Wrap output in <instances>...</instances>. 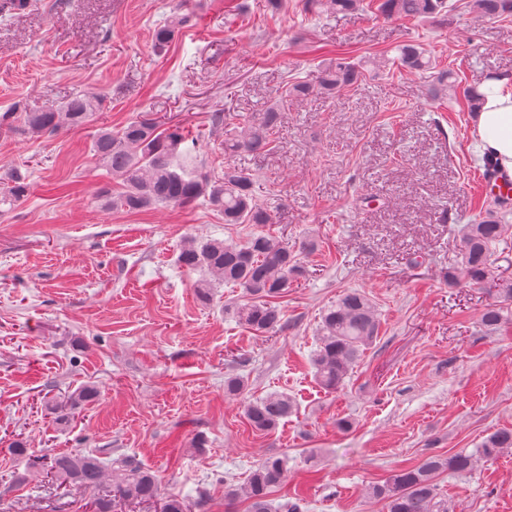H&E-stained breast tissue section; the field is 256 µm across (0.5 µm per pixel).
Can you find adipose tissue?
<instances>
[{"mask_svg":"<svg viewBox=\"0 0 512 512\" xmlns=\"http://www.w3.org/2000/svg\"><path fill=\"white\" fill-rule=\"evenodd\" d=\"M483 102L474 117V137L481 154L491 156L501 173L512 178V79L485 81Z\"/></svg>","mask_w":512,"mask_h":512,"instance_id":"adipose-tissue-1","label":"adipose tissue"}]
</instances>
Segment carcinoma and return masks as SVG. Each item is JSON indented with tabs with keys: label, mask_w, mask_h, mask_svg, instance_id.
<instances>
[{
	"label": "carcinoma",
	"mask_w": 512,
	"mask_h": 512,
	"mask_svg": "<svg viewBox=\"0 0 512 512\" xmlns=\"http://www.w3.org/2000/svg\"><path fill=\"white\" fill-rule=\"evenodd\" d=\"M465 7L483 16L512 18V0H467ZM302 11L354 12L362 9V0H301ZM376 10L385 18L419 19L445 15L453 10L448 0H378ZM188 21L181 16L173 25L155 33V44L165 46L175 27ZM399 65L410 70L426 71L432 62L424 50L412 41L397 47ZM364 78L361 67L346 57H336L321 64L316 82H289L280 104L244 121L241 129H229L222 110L211 113L212 126L224 129V152H247L261 155L270 151L271 135L279 112L288 103L313 94L332 95L357 86ZM98 106L95 97L73 95L64 104L42 112H6L0 122L17 119L27 132L53 136L64 127L77 129L86 125ZM179 127H164L147 114L129 121L121 130H100L94 138V152L120 184L117 191L105 188L101 196L107 205L126 211L147 210L159 205L185 207L203 198L216 211L224 214L226 224L273 223L270 212L255 197L254 179L248 172L227 166L213 176L193 161L196 146ZM27 176L16 170L13 185L0 197V204L12 205L24 196ZM505 216L491 205L484 216L467 225L459 239L460 262L450 272L453 282L464 280L474 286L488 283L492 256L503 241ZM179 264L192 271H204L209 278L196 286L200 300L211 298L212 283H224L242 289L244 300L226 307L237 322L257 333L281 332L287 319L279 298L301 272L297 254L273 236L258 231L244 244L211 239L187 242L178 255ZM497 301L489 304L481 315L482 324L497 328L503 320V304L512 303V282L498 284ZM380 321L366 294L358 289L344 292L336 303L324 310L312 363L315 377L328 392L341 389L364 351L377 339ZM247 383L239 375L224 379V393L244 399ZM293 401L286 394H269L244 404V415L257 431H270L293 411ZM512 449V430L491 433L483 441L480 453L493 459ZM12 451L26 459L25 473L7 475L0 481L7 486L31 477H50L62 483L95 490L109 483L107 494L95 502L96 512H112L118 499L153 502L160 498V480L136 458L108 453H57L33 455L25 444L17 442ZM473 469L472 455L458 452L448 456L429 454L409 468L400 469L381 483L369 487L371 497L383 502L386 512H448V500L439 492L437 478L444 472L467 473ZM288 458L268 457L257 464L246 485L227 492L233 498L243 494L249 501V512H303L298 498L272 504V489L286 482ZM161 512H205L202 493L193 500L182 495L163 498Z\"/></svg>",
	"instance_id": "1"
}]
</instances>
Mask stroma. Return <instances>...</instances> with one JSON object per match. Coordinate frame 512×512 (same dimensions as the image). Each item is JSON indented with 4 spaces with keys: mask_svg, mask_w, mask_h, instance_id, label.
<instances>
[{
    "mask_svg": "<svg viewBox=\"0 0 512 512\" xmlns=\"http://www.w3.org/2000/svg\"><path fill=\"white\" fill-rule=\"evenodd\" d=\"M300 0H29L0 17V113L39 111L75 93L99 97L94 121L37 137L0 126V194L13 170L27 192L0 212V472H24L31 453L130 455L157 471L163 495L201 488L207 512H248L241 487L262 459H289L272 502L306 512H384L367 490L430 452L475 454L512 429V307L494 331L480 314L489 286L453 284L457 225L483 210V172L461 89L512 77V19L460 10L425 21L369 11L304 13ZM192 12L164 49L154 33ZM411 40L461 86L437 102L427 72L394 63ZM365 69L364 82L294 101L265 155L224 156L231 118L267 109L290 78L315 81L329 57ZM178 125L204 169L253 170L272 217L266 232L303 268L281 305L282 333L255 334L225 313L240 291L197 299L179 267L189 239L245 243L204 201L127 212L104 207L112 185L95 159L99 129L136 113ZM448 221H441V212ZM373 300L377 341L334 393L314 379L320 317L346 290ZM244 376L252 398L285 392L295 412L253 430L224 379ZM95 387L96 400L62 418L59 397ZM352 423L338 430L339 420ZM448 512H512V449L477 457L468 474L438 478ZM95 494L0 485V512H93Z\"/></svg>",
    "mask_w": 512,
    "mask_h": 512,
    "instance_id": "obj_1",
    "label": "stroma"
}]
</instances>
